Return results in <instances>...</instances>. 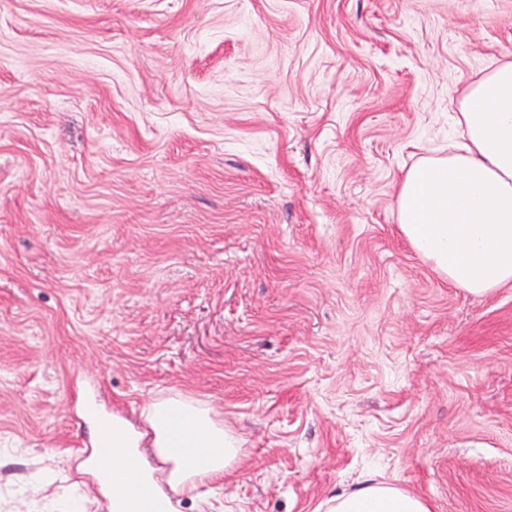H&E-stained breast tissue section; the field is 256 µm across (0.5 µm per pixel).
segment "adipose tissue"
<instances>
[{
    "label": "adipose tissue",
    "instance_id": "obj_1",
    "mask_svg": "<svg viewBox=\"0 0 512 512\" xmlns=\"http://www.w3.org/2000/svg\"><path fill=\"white\" fill-rule=\"evenodd\" d=\"M464 142L421 157L399 184L401 234L439 275L482 296L512 282V60L494 65L459 100ZM146 427L122 419L98 436L112 460V512H179L175 494L223 483L241 448L200 400L182 394L153 401ZM153 486L140 492L142 481ZM326 512H432L422 496L365 477L325 501Z\"/></svg>",
    "mask_w": 512,
    "mask_h": 512
}]
</instances>
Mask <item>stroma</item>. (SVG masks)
<instances>
[{"mask_svg": "<svg viewBox=\"0 0 512 512\" xmlns=\"http://www.w3.org/2000/svg\"><path fill=\"white\" fill-rule=\"evenodd\" d=\"M504 57L512 0H0V512H107L88 418L174 393L242 448L181 512H512V284L397 223ZM326 512H432L422 496L368 475L353 490L336 491L326 499Z\"/></svg>", "mask_w": 512, "mask_h": 512, "instance_id": "obj_1", "label": "stroma"}]
</instances>
